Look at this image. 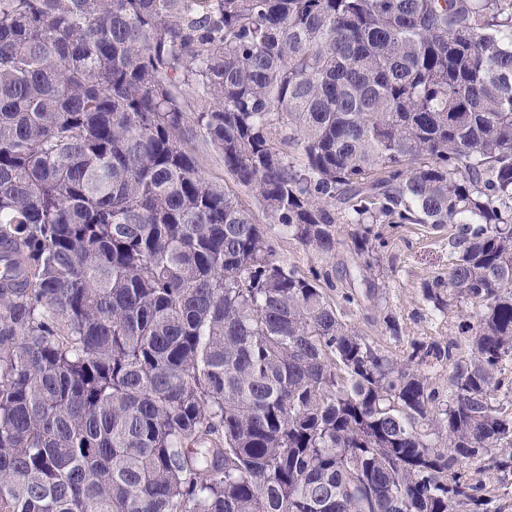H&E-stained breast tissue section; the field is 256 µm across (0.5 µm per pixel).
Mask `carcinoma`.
<instances>
[{"label":"carcinoma","mask_w":512,"mask_h":512,"mask_svg":"<svg viewBox=\"0 0 512 512\" xmlns=\"http://www.w3.org/2000/svg\"><path fill=\"white\" fill-rule=\"evenodd\" d=\"M396 224L466 350L322 287ZM510 365L512 0H0V512H483ZM199 147L201 148H199L198 155L203 175L211 181L222 184L226 183L229 189L238 194L241 202L253 212L256 218L265 223V215L263 214L262 206L255 194L241 191L234 186L232 180L227 173L224 172V165L219 157L211 149L202 146ZM277 257L283 264L305 274H309L312 269H320L323 265L301 245L288 239L279 242Z\"/></svg>","instance_id":"cac0c4a2"}]
</instances>
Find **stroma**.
I'll list each match as a JSON object with an SVG mask.
<instances>
[{
	"label": "stroma",
	"instance_id": "stroma-1",
	"mask_svg": "<svg viewBox=\"0 0 512 512\" xmlns=\"http://www.w3.org/2000/svg\"><path fill=\"white\" fill-rule=\"evenodd\" d=\"M452 227L432 230L425 224H404L386 229L387 244L382 251L381 288L378 307L356 306L345 302L350 288L345 278L333 276L326 293L338 302L346 322L357 326L396 356H403L415 340L446 342L454 339L466 343L458 330L462 318L473 310L471 303H461L443 314L430 310L421 295V283L448 273V240ZM396 317L400 334L391 337L386 331L383 314Z\"/></svg>",
	"mask_w": 512,
	"mask_h": 512
}]
</instances>
